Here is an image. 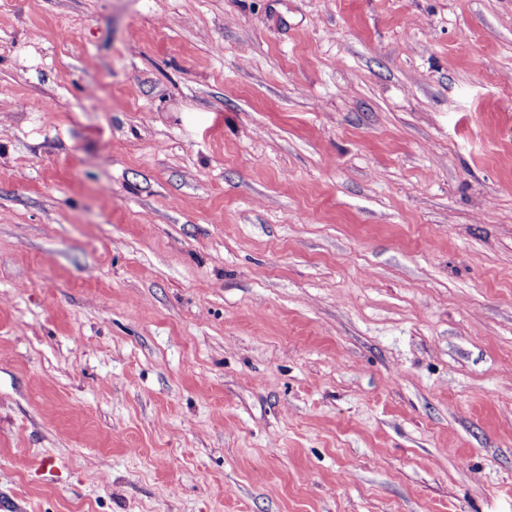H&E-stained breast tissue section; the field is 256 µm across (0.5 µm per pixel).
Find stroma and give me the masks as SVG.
<instances>
[{
    "mask_svg": "<svg viewBox=\"0 0 512 512\" xmlns=\"http://www.w3.org/2000/svg\"><path fill=\"white\" fill-rule=\"evenodd\" d=\"M0 512H512V0H0Z\"/></svg>",
    "mask_w": 512,
    "mask_h": 512,
    "instance_id": "obj_1",
    "label": "stroma"
}]
</instances>
